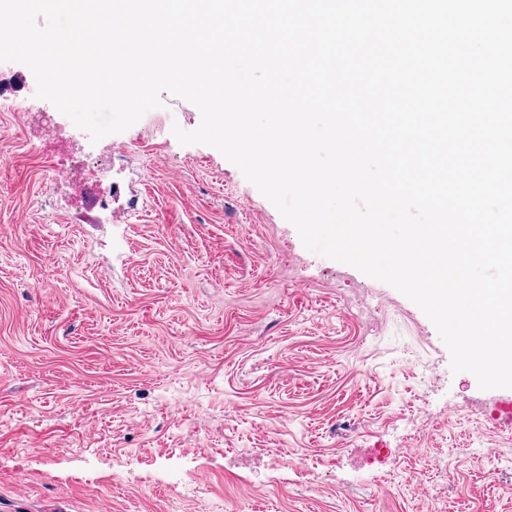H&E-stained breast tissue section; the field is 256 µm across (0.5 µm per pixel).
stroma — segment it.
<instances>
[{"instance_id":"1","label":"stroma","mask_w":512,"mask_h":512,"mask_svg":"<svg viewBox=\"0 0 512 512\" xmlns=\"http://www.w3.org/2000/svg\"><path fill=\"white\" fill-rule=\"evenodd\" d=\"M35 86L0 62V512H512V427L483 410L512 388L452 372L414 302L181 145L184 99L96 142L40 101L71 155L125 150L59 186L10 104ZM117 185L126 223L72 209Z\"/></svg>"}]
</instances>
